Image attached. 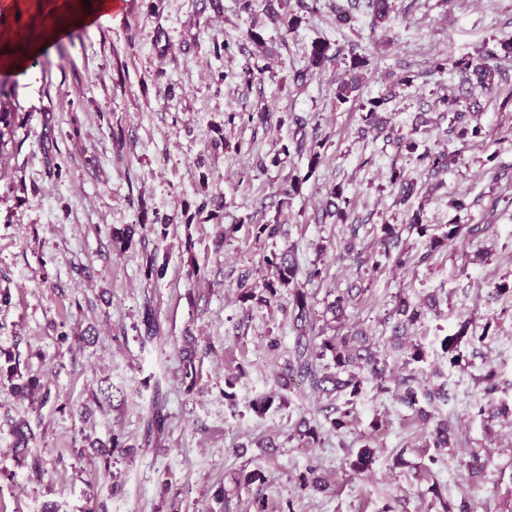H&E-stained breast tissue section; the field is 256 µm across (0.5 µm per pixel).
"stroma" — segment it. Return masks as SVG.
<instances>
[{"mask_svg": "<svg viewBox=\"0 0 512 512\" xmlns=\"http://www.w3.org/2000/svg\"><path fill=\"white\" fill-rule=\"evenodd\" d=\"M336 2L319 0L288 32L269 20V0H254L249 15L239 0L217 8L212 0H126L123 11L84 26L68 18L84 10V0H0V43L16 52L50 27L69 32L34 65L0 67L14 88L12 133L0 147V293L10 296L0 301V353L16 357L23 376L39 377L50 390L44 403L11 396L0 383V512H168L174 492L182 512H253L259 495L266 512H458L463 502L471 512H512V445L505 443L512 425L477 413L490 399L512 404V298L493 292L512 273V78L487 91L461 85L456 72L484 63L487 45L512 70L503 48L512 43V0H395L376 29L361 11L337 25ZM253 25L265 55L245 37ZM318 40L344 50L360 44L369 61L361 102L394 85L397 97L386 110L395 135L428 114L417 135L421 148L459 155L441 187L415 155L362 138L359 104L336 99L344 62L297 80ZM437 57L448 62L444 72L431 68ZM250 63L261 69L256 90L243 77ZM448 94L479 110L480 136L446 135L438 101ZM261 101L283 124L252 120ZM299 127L328 138L317 168L294 153L270 165ZM394 167L417 184L405 206L389 183ZM294 176L302 178L301 190L284 200L280 189ZM337 184L362 222L358 234L322 215ZM460 194L470 206L456 212L448 202ZM206 197L223 208L199 210ZM416 210L437 235L450 222L494 231L457 239L430 257L424 239L405 235L413 261L400 267L382 254L377 231L407 223ZM145 211L158 213L161 224L115 250L113 228L139 223ZM274 221L278 237L257 236V225ZM287 248L301 268L322 270L309 287L315 312H323L328 292L360 289L347 324L373 337L396 374L404 357L388 343L386 317L397 296H436L437 311L410 333L425 352L419 376L440 373L452 394L439 415L455 428L454 447H429L414 412L372 381L351 431L325 434L309 450L292 439L300 418H323L325 401L309 388L289 391L287 408L255 416L249 403L274 390L295 332L278 305L245 304L239 296L261 288L266 256ZM358 253L366 267H358ZM150 254L165 265L163 278L145 276ZM148 305L160 324L150 342L141 323ZM469 316L488 327L492 341L450 365L441 341ZM188 336L204 355L192 388L182 379ZM273 339L275 351L268 348ZM488 364L499 375L490 399L477 383ZM232 373L238 380L228 400ZM157 383L167 395L168 425L147 446ZM107 384L115 394L99 402ZM19 420L33 433L24 464L8 451ZM114 436L132 453L113 452L107 464L86 440ZM269 436L278 444L271 455L256 446ZM365 445L375 462L353 474L348 463ZM399 453L401 468L393 465ZM474 453L485 463L477 477L463 465ZM245 465L262 469L267 486L237 488ZM309 466L329 478L333 493L297 495L295 480ZM434 484L439 494L431 493Z\"/></svg>", "mask_w": 512, "mask_h": 512, "instance_id": "1", "label": "stroma"}]
</instances>
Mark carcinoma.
Returning a JSON list of instances; mask_svg holds the SVG:
<instances>
[{
    "instance_id": "carcinoma-1",
    "label": "carcinoma",
    "mask_w": 512,
    "mask_h": 512,
    "mask_svg": "<svg viewBox=\"0 0 512 512\" xmlns=\"http://www.w3.org/2000/svg\"><path fill=\"white\" fill-rule=\"evenodd\" d=\"M366 8L371 11L372 24L383 23L392 12L391 0H366ZM272 20L291 31L298 27L301 17L292 10L284 13H274ZM341 49H332L329 42L319 40L312 44L306 68L299 72L297 78L306 79L307 76L320 72L335 63L338 58H343L347 68L355 72L350 79H340L336 83V99L341 103L354 101L359 97L360 72L368 65L365 57L350 49L349 54L340 56ZM11 92L6 90V83L0 82V147L4 144L5 131L11 129V113L4 110L5 101L10 99ZM385 98L378 97L368 100L362 105L366 111L364 121L373 130L382 133L386 129L387 121L381 115V107ZM443 111L448 116L449 133L455 138L464 140L468 137H476L480 134V126L472 124L471 113L462 109L459 98L450 96L440 100ZM328 138L313 137L307 139L306 134L294 139L295 153L307 155L309 165L314 167L321 158V150L326 147ZM418 160L427 164L429 170L435 175L448 171L456 164V155L445 151L425 150L418 156ZM392 185L399 188L398 203H406L415 193L414 182L409 180L403 171L392 169L389 176ZM331 201L327 210L328 215L337 221L345 223L349 220L353 207L348 196L344 195V189L335 186L330 191ZM158 219H149L148 214L141 216V224L126 225L122 228L112 229V242L120 248L129 247L137 229L145 228L149 224H155ZM409 232H415L419 236H429L427 248L433 253L448 245V242L462 235L477 237L484 233L488 226L481 224H448L446 231L440 235H428L429 225L422 223L421 211L417 210L409 218V224L405 225ZM380 245L387 258L393 260L397 266H404L410 261L409 252L401 248V229L394 224H383L380 227ZM266 265L274 269L273 278L265 281L264 294L256 296L254 291H245L241 295L244 302L258 300L260 303L269 304L279 298L281 289H288V306L292 317V325L296 332L295 342L289 352L285 367L279 376L278 384L281 390H273L270 393L252 401L251 409L258 415H264L273 403L280 406L288 404L286 390L290 388L293 377L298 376L306 380L312 391L327 397H336L340 403L325 407V423L301 419L296 429L295 436L302 443L311 447L321 442L324 431L329 430L336 434L341 433L353 422L355 404L361 396L364 385L368 381H375L384 391L392 393L402 405L414 410L424 421L433 422L428 432L432 447L444 450L453 446L455 430L446 419L437 420L433 411L438 405L448 404L450 400L446 384H434L430 378L420 379L415 372L405 376L387 375L388 366L386 359L382 357L379 346L370 341L363 332L345 329L342 319L346 309L352 304L353 296L349 293L336 295L334 300L327 304V312L331 314V321L317 335H312V304L311 295L304 288V283L299 282V276H305V283H310L321 276V269L312 266L306 273H301L293 250L282 253H271L265 260ZM437 305L436 297L430 296L427 305L413 303L404 296L397 298L394 315L395 321L391 327L389 341L391 345L402 351L404 364L410 366L424 359L423 347L417 343H408V328L423 317L427 309ZM142 324L145 328V339L151 341L159 332V324L152 307L144 306ZM489 328L482 332H476L472 322L468 319L458 324L457 331L444 337L441 347L447 354L452 366H458L464 360V348L475 345H486ZM197 349L193 346L186 349L184 357L183 379L188 381V389H193L200 377V370L196 368L195 360ZM7 373L9 380V393L13 396H28L42 389L40 379L30 377L21 382H14L19 375L18 365L13 363V358L5 359V364H0V374ZM166 394L163 393L161 382H155L152 399V410L146 420L144 430V444L149 445L153 439L164 431ZM13 441L11 451L17 456H23L30 450V442L33 434L29 424L25 421L15 423L12 431ZM374 461V450L366 444L361 448L355 459L350 461V469L356 473H363L370 468ZM298 488L302 492L327 494L333 491V486L317 469L310 467L298 476Z\"/></svg>"
}]
</instances>
